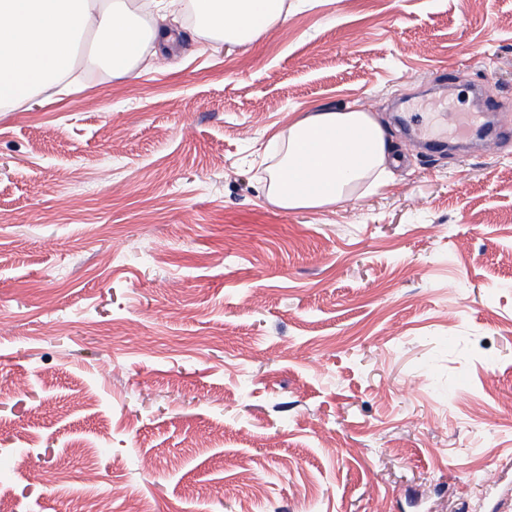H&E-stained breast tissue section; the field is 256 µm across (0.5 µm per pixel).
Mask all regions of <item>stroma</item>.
<instances>
[{"label":"stroma","mask_w":512,"mask_h":512,"mask_svg":"<svg viewBox=\"0 0 512 512\" xmlns=\"http://www.w3.org/2000/svg\"><path fill=\"white\" fill-rule=\"evenodd\" d=\"M287 3L224 44L178 0L173 46L0 112L15 512H512V0ZM361 107L392 179L271 204V136Z\"/></svg>","instance_id":"1"}]
</instances>
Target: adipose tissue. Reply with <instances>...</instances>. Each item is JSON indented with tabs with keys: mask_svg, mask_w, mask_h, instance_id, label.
<instances>
[{
	"mask_svg": "<svg viewBox=\"0 0 512 512\" xmlns=\"http://www.w3.org/2000/svg\"><path fill=\"white\" fill-rule=\"evenodd\" d=\"M204 32L230 43L255 39L286 13L285 0H190ZM128 0H0V107L60 83L76 43L94 38L91 67L130 71L149 42L169 45V27L136 25ZM267 199L285 210H319L350 198L365 180L387 182L392 147L382 124L359 109H324L269 141Z\"/></svg>",
	"mask_w": 512,
	"mask_h": 512,
	"instance_id": "ef3b65f1",
	"label": "adipose tissue"
}]
</instances>
